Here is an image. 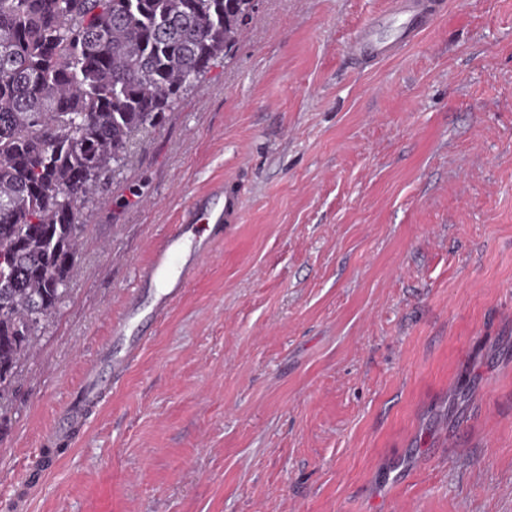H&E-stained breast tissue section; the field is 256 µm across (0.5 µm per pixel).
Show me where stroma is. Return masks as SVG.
Returning a JSON list of instances; mask_svg holds the SVG:
<instances>
[{"label": "stroma", "mask_w": 512, "mask_h": 512, "mask_svg": "<svg viewBox=\"0 0 512 512\" xmlns=\"http://www.w3.org/2000/svg\"><path fill=\"white\" fill-rule=\"evenodd\" d=\"M257 0L81 209L80 258L0 437V512H512V0ZM244 194L130 373L46 443L148 242ZM395 17L402 19L397 35L391 40H383L376 36L380 20L374 19L364 25L348 43L347 51L355 58H363L373 54L378 59L393 57L402 47L417 38L427 27L429 19L439 10L429 6L426 15L418 10L417 0H397Z\"/></svg>", "instance_id": "1"}]
</instances>
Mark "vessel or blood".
I'll return each mask as SVG.
<instances>
[{
	"mask_svg": "<svg viewBox=\"0 0 512 512\" xmlns=\"http://www.w3.org/2000/svg\"><path fill=\"white\" fill-rule=\"evenodd\" d=\"M397 17L401 25L390 40L377 37V21H370L357 32L347 46L355 58L369 55L379 59L393 57L402 47L417 38L427 27L429 18L418 10L416 0H398ZM242 194L219 184L193 196L181 221L149 245V260L138 271V283L129 297L123 314L112 322L113 346L102 348L99 359L86 372L79 397L61 412L63 424L84 420L93 406H102V376H120L128 371L141 353L146 339L133 331L137 322L159 324L174 302L191 283L193 273L211 255L224 231L225 224L240 215ZM197 224L210 225L208 235L194 233Z\"/></svg>",
	"mask_w": 512,
	"mask_h": 512,
	"instance_id": "obj_1",
	"label": "vessel or blood"
}]
</instances>
